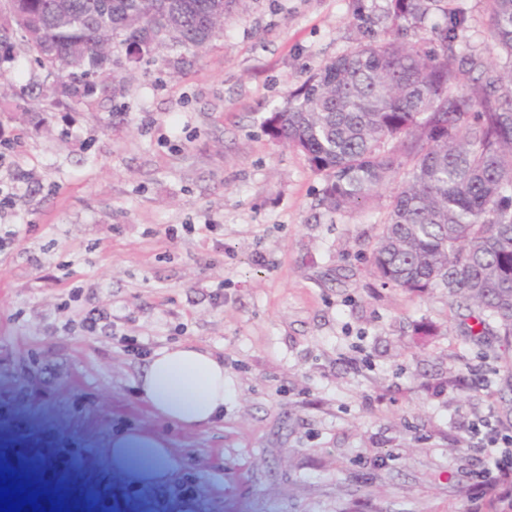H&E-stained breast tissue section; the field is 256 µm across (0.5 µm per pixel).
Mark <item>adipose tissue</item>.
I'll return each instance as SVG.
<instances>
[{"label":"adipose tissue","mask_w":512,"mask_h":512,"mask_svg":"<svg viewBox=\"0 0 512 512\" xmlns=\"http://www.w3.org/2000/svg\"><path fill=\"white\" fill-rule=\"evenodd\" d=\"M139 392L162 418L187 428L212 423L224 412V363L192 344L164 348L151 356Z\"/></svg>","instance_id":"ef3b65f1"}]
</instances>
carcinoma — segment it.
Returning a JSON list of instances; mask_svg holds the SVG:
<instances>
[{"label":"carcinoma","mask_w":512,"mask_h":512,"mask_svg":"<svg viewBox=\"0 0 512 512\" xmlns=\"http://www.w3.org/2000/svg\"><path fill=\"white\" fill-rule=\"evenodd\" d=\"M454 0H388L399 29L434 13L430 46L369 40L327 62L264 120L278 144L325 174L320 204L353 211L394 176L388 217L371 253L381 285L448 298L471 311L474 336H512V0H485L495 61L465 52ZM237 0H9L23 53L77 96L125 70L137 36L201 48L224 33ZM471 76L464 83L465 76ZM409 168L401 171V158Z\"/></svg>","instance_id":"obj_1"}]
</instances>
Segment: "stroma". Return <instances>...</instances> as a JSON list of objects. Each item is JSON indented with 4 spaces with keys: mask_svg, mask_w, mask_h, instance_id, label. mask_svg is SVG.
Returning a JSON list of instances; mask_svg holds the SVG:
<instances>
[{
    "mask_svg": "<svg viewBox=\"0 0 512 512\" xmlns=\"http://www.w3.org/2000/svg\"><path fill=\"white\" fill-rule=\"evenodd\" d=\"M461 41L490 44L484 0H456ZM397 37L387 0H239L196 51L152 45L131 80L105 73L74 102L46 70L0 64V389L21 364L60 386L0 400V468L40 470L38 504L101 512H467L486 457L468 425L512 435V336H473L446 289L382 287L368 258L393 185L354 212L319 204L324 176L262 122L363 33ZM110 309L134 347L84 336ZM426 335H418L417 324ZM179 343L224 360V415L201 428L138 396L148 359ZM154 435L169 478L136 489L109 450ZM109 319V322H108ZM111 319V314H107L103 311L96 310L95 308L89 310L85 316L79 322V330L84 336H98L99 333H105L106 329L111 330L112 335L116 333L113 332V325ZM104 322L103 325L100 326V323Z\"/></svg>",
    "mask_w": 512,
    "mask_h": 512,
    "instance_id": "35a3bbf8",
    "label": "stroma"
}]
</instances>
